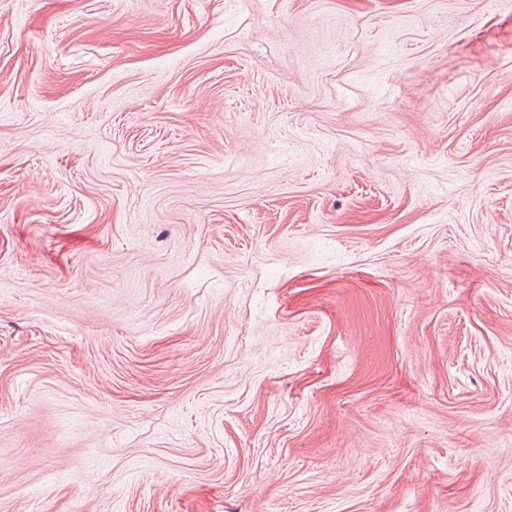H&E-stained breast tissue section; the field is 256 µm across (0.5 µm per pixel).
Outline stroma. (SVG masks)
<instances>
[{
	"mask_svg": "<svg viewBox=\"0 0 512 512\" xmlns=\"http://www.w3.org/2000/svg\"><path fill=\"white\" fill-rule=\"evenodd\" d=\"M0 512H512V0H0Z\"/></svg>",
	"mask_w": 512,
	"mask_h": 512,
	"instance_id": "stroma-1",
	"label": "stroma"
}]
</instances>
